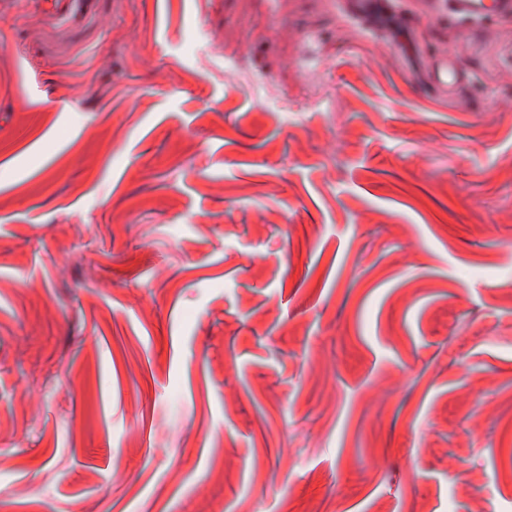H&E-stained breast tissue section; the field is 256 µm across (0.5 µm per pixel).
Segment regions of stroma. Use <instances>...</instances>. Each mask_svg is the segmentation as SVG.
Returning a JSON list of instances; mask_svg holds the SVG:
<instances>
[{"label": "stroma", "instance_id": "1", "mask_svg": "<svg viewBox=\"0 0 512 512\" xmlns=\"http://www.w3.org/2000/svg\"><path fill=\"white\" fill-rule=\"evenodd\" d=\"M349 3L0 0V512H512V17ZM466 77V72L458 62L448 57H441L433 69L431 83L435 87L450 90L459 80Z\"/></svg>", "mask_w": 512, "mask_h": 512}]
</instances>
